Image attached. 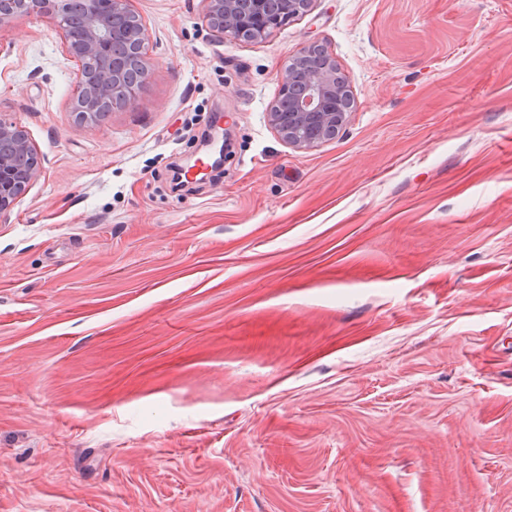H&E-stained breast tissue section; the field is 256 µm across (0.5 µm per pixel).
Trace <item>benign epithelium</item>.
I'll return each mask as SVG.
<instances>
[{
    "instance_id": "7a95c632",
    "label": "benign epithelium",
    "mask_w": 512,
    "mask_h": 512,
    "mask_svg": "<svg viewBox=\"0 0 512 512\" xmlns=\"http://www.w3.org/2000/svg\"><path fill=\"white\" fill-rule=\"evenodd\" d=\"M0 6V25L33 15L56 19L67 52L79 63L73 112L81 123L97 121L105 102L134 100L149 74L144 50L147 34L133 19L129 0H8ZM210 28L233 38L263 39L285 21L310 10L314 0H203ZM279 95L268 123L277 136L297 149H312L336 137L353 112L354 97L336 58L321 44H309L288 61L279 76ZM38 158L22 127L0 121V211L21 197L34 180Z\"/></svg>"
}]
</instances>
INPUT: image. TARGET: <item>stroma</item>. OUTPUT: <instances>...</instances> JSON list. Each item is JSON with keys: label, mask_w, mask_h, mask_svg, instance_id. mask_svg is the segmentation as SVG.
Listing matches in <instances>:
<instances>
[{"label": "stroma", "mask_w": 512, "mask_h": 512, "mask_svg": "<svg viewBox=\"0 0 512 512\" xmlns=\"http://www.w3.org/2000/svg\"><path fill=\"white\" fill-rule=\"evenodd\" d=\"M96 124L53 16L0 25V512H512V0H315L259 41L129 0ZM326 45L345 129L267 110ZM235 119L220 167L175 182ZM317 51L316 67L303 66ZM278 97L288 95L286 106L270 105L268 123L277 136L297 149H312L336 137L353 112L354 97L327 47L309 44L288 61L279 76ZM32 157L30 167H19L18 159ZM38 158L22 127L0 121V211L21 197L34 180Z\"/></svg>", "instance_id": "35a3bbf8"}]
</instances>
